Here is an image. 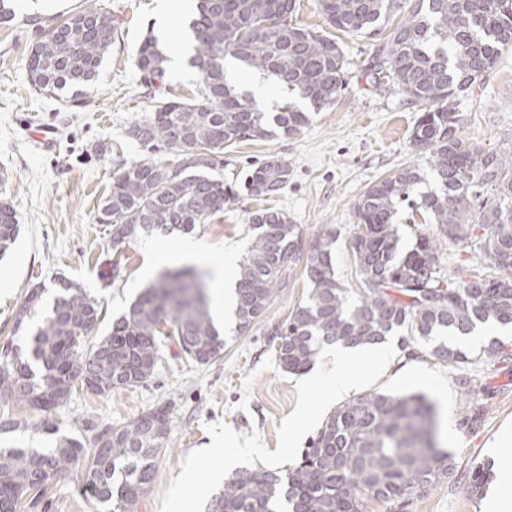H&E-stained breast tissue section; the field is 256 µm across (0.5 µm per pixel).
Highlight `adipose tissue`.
Segmentation results:
<instances>
[{"instance_id":"1","label":"adipose tissue","mask_w":512,"mask_h":512,"mask_svg":"<svg viewBox=\"0 0 512 512\" xmlns=\"http://www.w3.org/2000/svg\"><path fill=\"white\" fill-rule=\"evenodd\" d=\"M149 267L158 269L168 264L170 259L185 263H199L209 260L215 282L211 298L210 312L216 320H229L233 310V284L235 256L233 251L219 255H209L207 249L194 240L185 239L174 244L153 243L149 246Z\"/></svg>"}]
</instances>
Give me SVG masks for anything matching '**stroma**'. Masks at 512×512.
<instances>
[{
  "mask_svg": "<svg viewBox=\"0 0 512 512\" xmlns=\"http://www.w3.org/2000/svg\"><path fill=\"white\" fill-rule=\"evenodd\" d=\"M82 2L25 0L13 22L0 24V203L11 205L20 224L18 239L0 258V348L18 340L16 312L28 291L40 284L52 286L55 277L78 283L100 303L105 322L89 333L92 341L150 283L146 239L112 251V228L97 223V207L111 190L116 162L144 154L129 137V127L149 113L156 96L183 100L202 83L192 67L182 75L167 72L159 90L144 85L135 58L144 39L157 32L160 0H98L112 13L118 35L95 85L74 102L37 94L26 67L31 49L41 33L73 17ZM338 41L352 67L332 107L312 112L297 135L247 141L224 152L225 180L242 177L248 164L275 156L290 168L286 187L266 201L241 197L197 226L192 237L211 252L231 248L243 257L250 243L251 211L271 205L303 225L307 242L334 235L336 276L353 288V205L371 183L406 165L421 164L409 134L422 109L376 87L370 66L377 38L342 35ZM458 113L469 141L493 150L512 146V49L503 51L490 73L461 94ZM39 127L53 130L51 150L31 138ZM307 292L301 270L287 275L263 317L249 333L229 340L215 362H187L171 338L148 382L104 395L75 386L67 405L48 416L53 432L34 428L40 413L12 401L9 410L22 426L8 439L50 445L60 433L89 447L101 431L167 405L170 445L157 459L151 489L134 507V512H158L184 457L210 443L207 425L220 422L240 433L259 431L267 449L276 450L277 429L296 405L298 377L279 366L272 334ZM463 377L468 380L464 386L459 383ZM467 386L480 390L485 406L475 428L462 423ZM373 389L425 394L439 410L442 446L457 462L448 483L412 498L405 512H482V496L468 492L466 481L473 467H492L497 456L512 459V443L499 440L503 427L512 424V363L458 371L429 354L412 357L399 348ZM90 501L74 469L52 479L36 506L25 512H93Z\"/></svg>",
  "mask_w": 512,
  "mask_h": 512,
  "instance_id": "1",
  "label": "stroma"
}]
</instances>
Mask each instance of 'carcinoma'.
I'll return each mask as SVG.
<instances>
[{
	"label": "carcinoma",
	"mask_w": 512,
	"mask_h": 512,
	"mask_svg": "<svg viewBox=\"0 0 512 512\" xmlns=\"http://www.w3.org/2000/svg\"><path fill=\"white\" fill-rule=\"evenodd\" d=\"M23 0H0V23L15 19ZM327 24L346 35H388L378 45L375 83L407 97L425 110L410 143L425 155L436 189L422 192L416 165L372 183L354 205L352 252L358 287L346 288L332 263L334 237L327 235L304 253L305 230L274 207L250 213L251 243L235 274L236 331L248 333L264 315L279 283L300 260L309 285L307 300L275 331L281 368L305 371L321 346L362 347L400 336L402 348L457 368L474 360L512 361V352L491 339L466 351L450 336H468L491 323L512 326V147L485 151L459 133L457 97L495 67L512 48V0H416L402 14L404 0H317ZM297 0H195L189 23L191 64L202 87L186 101L161 97L129 135L149 156L121 161L112 189L96 220L112 226L110 245L127 244L207 224L240 198L224 181V149L256 138L290 137L311 119L287 101L263 112L233 85L224 58L264 71L291 96L320 111L346 88L351 61L335 39L297 23ZM117 35L112 14L84 0L70 21L37 41L27 61L29 81L41 93L93 85ZM167 56L156 39H146L137 67L155 88L166 76ZM179 151L190 162L167 169L151 159ZM290 171L271 156L251 165L244 189L253 198L277 195ZM406 204L432 231L402 242L394 219ZM19 231L13 209L0 204V252ZM465 243L488 270L452 282L441 262L443 242ZM209 274L162 271L105 336L91 346L84 330L100 323L102 311L84 289L60 278L51 300L38 286L26 295L15 318L21 343L0 359V401L18 398L37 412L65 405L73 387L91 376L90 391L136 387L150 380L162 339L177 338L184 356L201 365L223 357L224 339L209 310ZM483 405L470 395L463 423L476 427ZM436 407L424 396L373 392L340 405L320 432L284 471L242 468L224 479L209 512H364L365 501L393 505L448 482L454 455L440 448ZM168 410L157 407L121 427L99 433L93 450L62 436L52 448L0 446V497L13 512L41 497L58 474L81 467V479L101 512H131L151 487L156 459L169 441Z\"/></svg>",
	"instance_id": "obj_1"
}]
</instances>
